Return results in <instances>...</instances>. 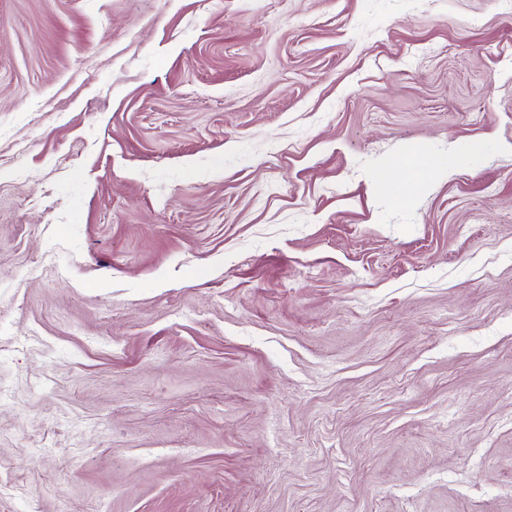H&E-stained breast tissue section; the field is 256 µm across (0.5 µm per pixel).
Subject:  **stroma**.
<instances>
[{
	"label": "stroma",
	"instance_id": "35a3bbf8",
	"mask_svg": "<svg viewBox=\"0 0 512 512\" xmlns=\"http://www.w3.org/2000/svg\"><path fill=\"white\" fill-rule=\"evenodd\" d=\"M0 477L512 512V9L0 0Z\"/></svg>",
	"mask_w": 512,
	"mask_h": 512
}]
</instances>
